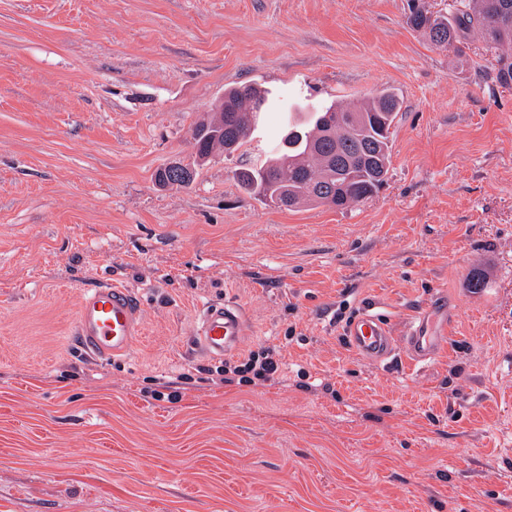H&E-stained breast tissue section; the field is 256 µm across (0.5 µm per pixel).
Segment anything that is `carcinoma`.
I'll list each match as a JSON object with an SVG mask.
<instances>
[{
	"instance_id": "1",
	"label": "carcinoma",
	"mask_w": 512,
	"mask_h": 512,
	"mask_svg": "<svg viewBox=\"0 0 512 512\" xmlns=\"http://www.w3.org/2000/svg\"><path fill=\"white\" fill-rule=\"evenodd\" d=\"M408 26L431 44L456 49L457 67L467 63L461 45L476 34L497 52L495 81L512 86V0H458L450 14L434 12L426 0H410ZM265 92L255 84L224 89V111L195 125V160L157 171L158 185L187 186L195 164L215 153L231 156L247 142L261 115ZM400 108L397 94L383 89L357 104L284 107L282 149L260 165L236 172L249 191L284 207L332 203L345 207L379 190L391 165L390 129Z\"/></svg>"
}]
</instances>
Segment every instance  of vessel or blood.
<instances>
[{
  "mask_svg": "<svg viewBox=\"0 0 512 512\" xmlns=\"http://www.w3.org/2000/svg\"><path fill=\"white\" fill-rule=\"evenodd\" d=\"M139 302L122 286L106 283L83 288L75 321L77 345L89 358L108 361L130 356L139 335ZM448 319L427 307L410 324L402 341H395L380 314L363 311L346 327L351 348L375 361L394 359L405 352L409 362L431 361L448 345ZM246 334L242 308L231 302L203 305L194 326L195 344L205 355L221 358L235 351Z\"/></svg>",
  "mask_w": 512,
  "mask_h": 512,
  "instance_id": "1",
  "label": "vessel or blood"
}]
</instances>
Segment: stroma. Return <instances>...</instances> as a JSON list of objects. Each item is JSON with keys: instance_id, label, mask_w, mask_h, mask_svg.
Segmentation results:
<instances>
[{"instance_id": "1", "label": "stroma", "mask_w": 512, "mask_h": 512, "mask_svg": "<svg viewBox=\"0 0 512 512\" xmlns=\"http://www.w3.org/2000/svg\"><path fill=\"white\" fill-rule=\"evenodd\" d=\"M407 0H0V512H512V88L464 68ZM290 102L401 99L390 169L357 205L279 208L192 127L227 87ZM484 286H467L471 271ZM141 298L130 360L73 342L80 289ZM447 296L434 361L349 347L373 309L402 336ZM284 379L212 382L208 302ZM181 399L151 395L177 379ZM246 317L242 308L227 302L203 305L196 316L195 344L205 355L224 358L235 351L246 335Z\"/></svg>"}]
</instances>
